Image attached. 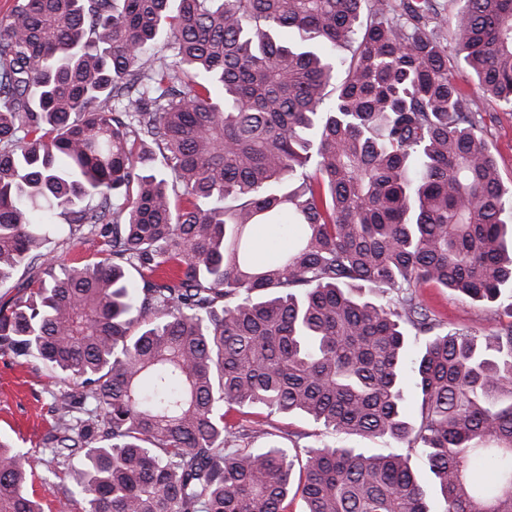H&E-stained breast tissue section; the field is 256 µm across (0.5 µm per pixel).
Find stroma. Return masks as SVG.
Returning <instances> with one entry per match:
<instances>
[{
    "label": "stroma",
    "instance_id": "obj_1",
    "mask_svg": "<svg viewBox=\"0 0 512 512\" xmlns=\"http://www.w3.org/2000/svg\"><path fill=\"white\" fill-rule=\"evenodd\" d=\"M474 107L483 116V137L497 163L504 184H512V114L499 111L486 96L466 85ZM422 299L435 310L449 329H463L487 336L496 322L487 308L463 300L445 288L426 287ZM56 386L40 365L22 363L0 355V437L39 458L33 488L42 499L44 512H82L83 503L69 471L57 466L44 441L54 427L52 412Z\"/></svg>",
    "mask_w": 512,
    "mask_h": 512
}]
</instances>
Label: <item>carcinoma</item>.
Listing matches in <instances>:
<instances>
[{
	"label": "carcinoma",
	"mask_w": 512,
	"mask_h": 512,
	"mask_svg": "<svg viewBox=\"0 0 512 512\" xmlns=\"http://www.w3.org/2000/svg\"><path fill=\"white\" fill-rule=\"evenodd\" d=\"M459 3L451 55L436 0H17L0 21V286L50 277L0 304V352L63 383L47 444L81 455L83 512H430L414 452L442 512H512V186L461 89L512 112V0ZM57 215L102 259L55 273ZM274 224L294 236L259 261ZM428 284L493 305L495 333L443 331ZM236 405L389 447L255 448L271 423ZM34 478L0 441V512H43ZM412 469L417 473L420 482L428 490V503L430 510L438 512L441 510V503L434 490L433 475L429 472L428 468L423 463L419 455L414 454L410 460Z\"/></svg>",
	"instance_id": "obj_1"
}]
</instances>
